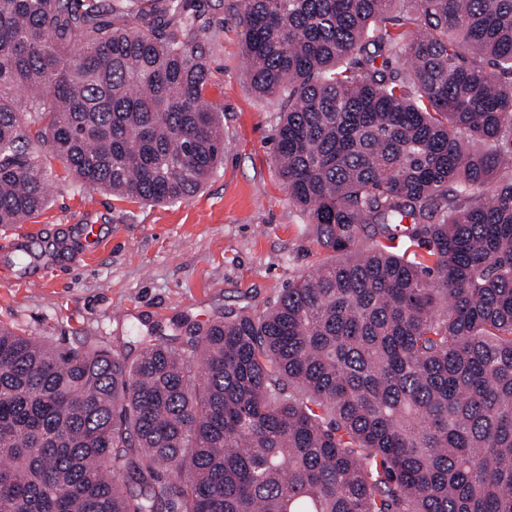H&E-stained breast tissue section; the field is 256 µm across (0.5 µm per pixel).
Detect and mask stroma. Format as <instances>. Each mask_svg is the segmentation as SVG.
<instances>
[{
    "mask_svg": "<svg viewBox=\"0 0 512 512\" xmlns=\"http://www.w3.org/2000/svg\"><path fill=\"white\" fill-rule=\"evenodd\" d=\"M210 23L208 99L224 114V162L192 197L166 205L77 186L60 161L50 201L0 229V322L64 345L84 337L174 333L274 306L292 279L327 262L289 200L273 154L279 103L246 78L239 0H196ZM57 244L30 268L20 245Z\"/></svg>",
    "mask_w": 512,
    "mask_h": 512,
    "instance_id": "35a3bbf8",
    "label": "stroma"
}]
</instances>
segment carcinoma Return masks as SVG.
Wrapping results in <instances>:
<instances>
[{
    "label": "carcinoma",
    "mask_w": 512,
    "mask_h": 512,
    "mask_svg": "<svg viewBox=\"0 0 512 512\" xmlns=\"http://www.w3.org/2000/svg\"><path fill=\"white\" fill-rule=\"evenodd\" d=\"M131 2L0 0V224L47 206L49 156L150 204L224 160L192 0ZM240 16L332 260L132 358L0 323V512H512V0Z\"/></svg>",
    "instance_id": "cac0c4a2"
}]
</instances>
